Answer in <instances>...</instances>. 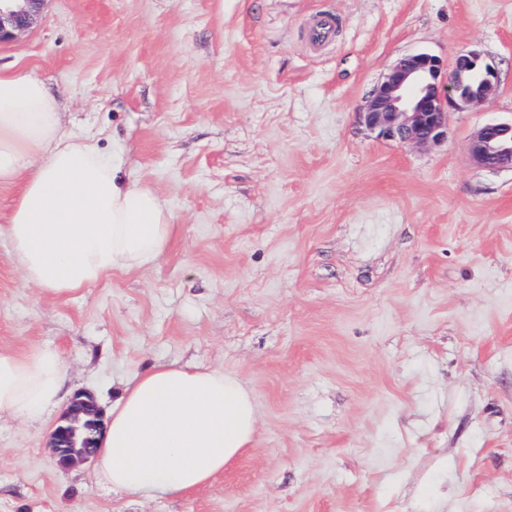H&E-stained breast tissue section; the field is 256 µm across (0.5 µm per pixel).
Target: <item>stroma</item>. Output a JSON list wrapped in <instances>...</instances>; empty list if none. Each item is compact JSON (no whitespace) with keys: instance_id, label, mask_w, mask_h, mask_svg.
Listing matches in <instances>:
<instances>
[{"instance_id":"1","label":"stroma","mask_w":512,"mask_h":512,"mask_svg":"<svg viewBox=\"0 0 512 512\" xmlns=\"http://www.w3.org/2000/svg\"><path fill=\"white\" fill-rule=\"evenodd\" d=\"M469 51L498 89L450 109L446 143L358 123L397 58ZM0 68L43 81L173 226L155 265L65 298L1 236L0 348L57 350L65 396L105 409L176 363L258 411L222 475L154 500L53 463L62 407L2 415L0 512H512V171L467 150L512 118V0H50Z\"/></svg>"}]
</instances>
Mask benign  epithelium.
<instances>
[{
  "instance_id": "obj_1",
  "label": "benign epithelium",
  "mask_w": 512,
  "mask_h": 512,
  "mask_svg": "<svg viewBox=\"0 0 512 512\" xmlns=\"http://www.w3.org/2000/svg\"><path fill=\"white\" fill-rule=\"evenodd\" d=\"M48 0H0V44L13 41L42 18ZM495 68L470 51L453 67L428 52L396 59L371 90L358 123L376 139L431 149L448 141V110L484 101L497 90ZM470 157L490 170H512V119L490 121L471 136ZM105 431L94 397L75 394L50 435L48 447L63 467L93 459Z\"/></svg>"
}]
</instances>
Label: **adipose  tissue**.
I'll return each mask as SVG.
<instances>
[{"label": "adipose tissue", "mask_w": 512, "mask_h": 512, "mask_svg": "<svg viewBox=\"0 0 512 512\" xmlns=\"http://www.w3.org/2000/svg\"><path fill=\"white\" fill-rule=\"evenodd\" d=\"M0 186L17 187L0 234L27 283L56 296L148 266L172 226L159 196L131 180L91 137L67 133L44 83L0 70ZM58 351H0V414L34 419L56 403ZM256 404L220 369L159 364L113 402L96 482L145 500L211 483L253 442Z\"/></svg>", "instance_id": "obj_1"}]
</instances>
